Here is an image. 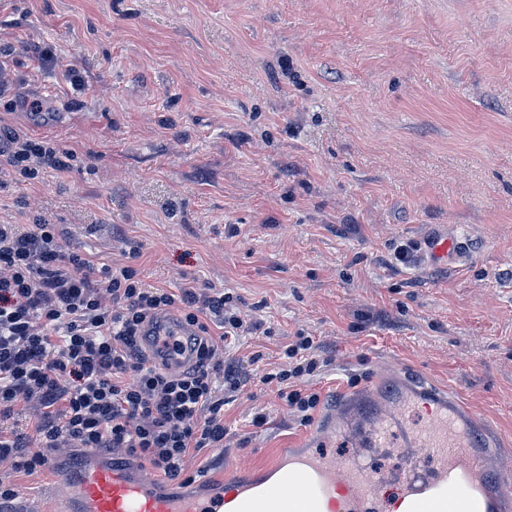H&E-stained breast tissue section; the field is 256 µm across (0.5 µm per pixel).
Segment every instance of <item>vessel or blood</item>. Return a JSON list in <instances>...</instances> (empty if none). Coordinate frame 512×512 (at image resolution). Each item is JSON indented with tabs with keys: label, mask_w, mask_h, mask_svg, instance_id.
I'll use <instances>...</instances> for the list:
<instances>
[{
	"label": "vessel or blood",
	"mask_w": 512,
	"mask_h": 512,
	"mask_svg": "<svg viewBox=\"0 0 512 512\" xmlns=\"http://www.w3.org/2000/svg\"><path fill=\"white\" fill-rule=\"evenodd\" d=\"M460 229L428 239L429 264L459 262ZM197 329L180 312L157 315L142 349L153 365L179 373L198 358ZM499 440L459 396L418 373L388 364L361 390L327 405L296 447L278 449L261 467L239 461L192 489L147 476L101 453L52 450L60 474V512H512V463L493 453ZM374 448L400 449L404 467L378 470Z\"/></svg>",
	"instance_id": "b4317fda"
}]
</instances>
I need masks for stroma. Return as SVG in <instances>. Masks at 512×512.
<instances>
[{"instance_id":"35a3bbf8","label":"stroma","mask_w":512,"mask_h":512,"mask_svg":"<svg viewBox=\"0 0 512 512\" xmlns=\"http://www.w3.org/2000/svg\"><path fill=\"white\" fill-rule=\"evenodd\" d=\"M0 38L18 47L0 128L77 152L36 185L0 170V213L48 217L146 285L234 293L257 328L231 357L316 336L323 404L377 366L421 371L512 455V0H0ZM76 57L82 93L57 78ZM34 100L64 124L24 123ZM452 226L461 265L394 263ZM250 372L223 452L187 473L261 463L304 430ZM0 478L56 512L52 468L7 459Z\"/></svg>"}]
</instances>
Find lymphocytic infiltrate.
<instances>
[{
  "mask_svg": "<svg viewBox=\"0 0 512 512\" xmlns=\"http://www.w3.org/2000/svg\"><path fill=\"white\" fill-rule=\"evenodd\" d=\"M0 166L30 183L66 172L77 153L42 138L8 133ZM60 225L0 219V459L16 470L43 469L52 449H126L170 480L185 476L195 451L224 445V397L240 390L242 360L221 362L251 332L238 299L223 289L188 282L145 287L131 266L97 267L89 253L63 246ZM173 309L200 332L195 368L183 374L150 364L139 338L145 321ZM314 337L297 334L286 362L262 374L301 422L321 403L302 383L323 366ZM38 404L39 446L27 450L9 421L18 406Z\"/></svg>",
  "mask_w": 512,
  "mask_h": 512,
  "instance_id": "lymphocytic-infiltrate-1",
  "label": "lymphocytic infiltrate"
}]
</instances>
